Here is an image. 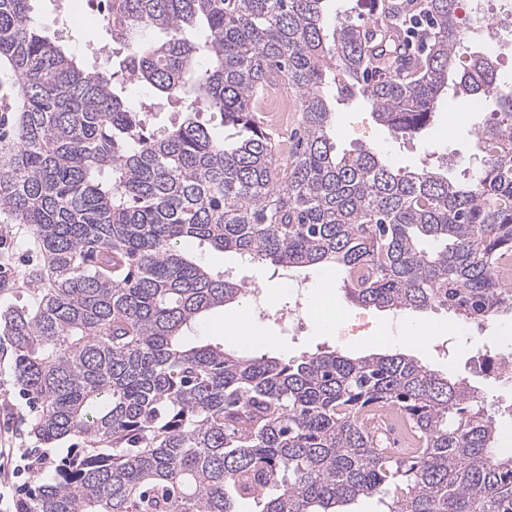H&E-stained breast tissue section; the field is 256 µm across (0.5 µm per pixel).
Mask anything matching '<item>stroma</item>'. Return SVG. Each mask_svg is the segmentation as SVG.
<instances>
[{
  "label": "stroma",
  "instance_id": "obj_1",
  "mask_svg": "<svg viewBox=\"0 0 512 512\" xmlns=\"http://www.w3.org/2000/svg\"><path fill=\"white\" fill-rule=\"evenodd\" d=\"M32 7L47 35L65 41L75 54L95 61L99 69H112L123 60V52L115 49L103 24L98 0H67L61 10L55 9L52 0H34ZM329 99L334 111L331 137L337 153L352 154L373 148L392 167L437 172L459 183L467 182L482 166V153L473 129L488 119L490 107L471 111L461 101L452 112L447 105H439L428 126L406 140L392 135L361 95L333 90ZM198 254L209 270L231 272L233 279L248 288L249 293L237 302L204 313L185 330L186 343H212L228 351L239 350L241 342L237 334L225 328L224 320L244 312L261 335L251 348L256 356L289 360L325 350L353 358L401 353L440 375L464 380L490 409L500 427L505 428L502 447L512 448V388L503 386L483 364L484 358L498 352H512V336L504 330L505 325H512V313L478 326L458 322L440 308L393 312L364 307L346 299L341 274L335 269L312 266L284 276L274 266L209 245L199 249ZM40 263V253L27 226L0 224V278L12 284L11 290L0 292V310L16 301L19 290L27 286V270ZM326 290L343 310L342 318L329 325L309 319L294 331L274 320L261 319L256 312L253 294L257 291L261 292L266 308L273 311L298 302L309 305ZM404 321L431 325L429 338L403 342L384 337L385 326ZM29 412L12 363L0 359V449L8 455L5 468L0 470V512H14L17 498L33 484L24 457L25 448L31 447L32 442L20 431V419Z\"/></svg>",
  "mask_w": 512,
  "mask_h": 512
}]
</instances>
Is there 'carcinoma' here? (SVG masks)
<instances>
[{"mask_svg": "<svg viewBox=\"0 0 512 512\" xmlns=\"http://www.w3.org/2000/svg\"><path fill=\"white\" fill-rule=\"evenodd\" d=\"M30 2L0 0V223L27 225L43 261L0 315L37 444L16 512H512V453L464 381L397 353L297 362L180 336L247 293L186 243L336 264L365 307L512 312V94L490 90L491 51L457 69L458 0H361L377 20L332 24L328 0H99L126 52L110 74L43 35ZM330 83L402 138L445 96L489 90L483 167L458 183L337 155ZM271 85L300 100L286 163L260 120ZM129 86L148 89L136 111ZM162 112L182 120L150 130ZM387 407L411 439L397 455L364 427ZM68 437L82 447L57 464L46 449Z\"/></svg>", "mask_w": 512, "mask_h": 512, "instance_id": "carcinoma-1", "label": "carcinoma"}]
</instances>
